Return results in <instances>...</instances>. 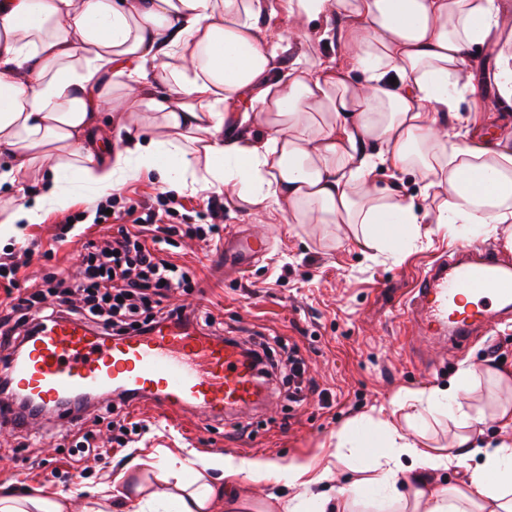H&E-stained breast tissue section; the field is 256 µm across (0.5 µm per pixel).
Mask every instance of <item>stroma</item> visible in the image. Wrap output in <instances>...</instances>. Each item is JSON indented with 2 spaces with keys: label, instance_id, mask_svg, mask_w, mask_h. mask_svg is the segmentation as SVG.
Wrapping results in <instances>:
<instances>
[{
  "label": "stroma",
  "instance_id": "35a3bbf8",
  "mask_svg": "<svg viewBox=\"0 0 512 512\" xmlns=\"http://www.w3.org/2000/svg\"><path fill=\"white\" fill-rule=\"evenodd\" d=\"M512 46V35H502L472 52L468 67L473 86L458 97L447 113L450 132L490 142L512 137V105L488 112L483 101L501 50ZM126 113L105 111L91 138L96 158L108 162L126 137ZM377 184H401L419 212L435 207L418 173H398L389 166L374 172ZM122 206L142 210L157 198L179 204L176 223L206 224L208 193L162 187L152 177L121 185ZM99 197L91 189L73 186L65 208L47 212L41 223L27 225L22 240L0 241V253H11L23 268L20 285L39 287L58 270L77 277L82 239L56 247L53 254L26 257L28 240L52 243L67 217L81 215L89 237H96L95 205ZM265 233L270 246L264 257L240 270L225 265L222 239L244 225ZM220 242L203 243L195 236L176 237L169 251L176 263L191 267L196 278L191 287L176 290L173 303L208 309L224 326L226 336L240 341L281 339L297 344L307 363L315 391L293 394L288 368L279 365L269 381L261 405L209 418L199 410L166 409L150 402L116 403V412L139 422L131 442L117 446L111 418L97 426L100 446L107 455L74 461L68 438L46 433L47 423L36 419L25 442L15 433L0 430V485L19 489L44 488L68 496L75 503L86 499L87 487L113 482L131 465L156 490L172 492L174 471L162 464L177 459L197 471L219 455L235 460L278 464L314 463L329 468L322 487L335 491L350 487L356 475L334 457L337 433L350 421L377 412L393 415L397 424L413 420L429 446H448L455 431L452 412L430 414L422 403L411 409H393L398 395H414L447 386L461 371L471 373L470 408L488 409L496 400L512 399V386L497 383L493 375L512 377V325L457 349L452 342L420 335L403 315V303L420 276L449 249L464 246V239L435 224L421 227L415 245L378 253L363 249L342 224H289L280 214L265 220L224 204ZM48 459V468L32 467L31 457Z\"/></svg>",
  "mask_w": 512,
  "mask_h": 512
}]
</instances>
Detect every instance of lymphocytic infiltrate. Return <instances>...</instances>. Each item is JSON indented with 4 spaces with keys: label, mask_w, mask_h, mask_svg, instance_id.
Wrapping results in <instances>:
<instances>
[{
    "label": "lymphocytic infiltrate",
    "mask_w": 512,
    "mask_h": 512,
    "mask_svg": "<svg viewBox=\"0 0 512 512\" xmlns=\"http://www.w3.org/2000/svg\"><path fill=\"white\" fill-rule=\"evenodd\" d=\"M175 201H161L133 218L132 229L87 241L82 277L70 283L64 271L43 288L0 307V352L20 351L37 325L76 318L115 336L146 333L164 322L211 329L214 316L203 309L170 304L176 289L192 281L190 270L167 255L174 236Z\"/></svg>",
    "instance_id": "f902f5d3"
}]
</instances>
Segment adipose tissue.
Instances as JSON below:
<instances>
[{
  "instance_id": "adipose-tissue-1",
  "label": "adipose tissue",
  "mask_w": 512,
  "mask_h": 512,
  "mask_svg": "<svg viewBox=\"0 0 512 512\" xmlns=\"http://www.w3.org/2000/svg\"><path fill=\"white\" fill-rule=\"evenodd\" d=\"M268 0H0V187L17 196L19 175L37 165L50 186L30 205L0 211V238L65 207L67 187L96 194L144 176L163 186L217 190L256 215L291 224H345L377 250L408 244L424 221L474 238L488 225L512 228V138L455 139L443 115L463 92L472 46L512 23L496 0H283L300 39L335 41L344 59L298 56L290 67L260 26ZM153 115L128 128L109 162L89 134L109 91ZM247 100L243 122L261 135H225L223 104ZM419 173L438 197L432 218L401 188H377L378 165ZM466 376L420 394L456 409L445 448L409 438L391 420L352 421L336 458L367 455L360 487L378 512H512V443L476 438L478 416L462 409ZM475 461L466 488L429 484L425 474ZM223 482L197 475L178 493L140 487L141 505L163 512H243L231 487L241 474L285 483L275 512H353L344 494L313 493L324 474L308 463L216 461ZM414 482L411 494L400 480ZM0 512H72L66 497L0 486Z\"/></svg>"
}]
</instances>
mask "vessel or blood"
I'll return each mask as SVG.
<instances>
[{
  "mask_svg": "<svg viewBox=\"0 0 512 512\" xmlns=\"http://www.w3.org/2000/svg\"><path fill=\"white\" fill-rule=\"evenodd\" d=\"M265 248L263 237L243 233L225 242L224 258L245 267ZM496 306L512 307V263L488 244L463 260L454 252L437 260L404 313L431 338L450 336L462 346L488 331ZM9 371L16 392L45 407L119 392L214 417L256 401L253 372L239 347L174 324L112 337L77 319L59 320L28 338Z\"/></svg>",
  "mask_w": 512,
  "mask_h": 512,
  "instance_id": "1",
  "label": "vessel or blood"
}]
</instances>
